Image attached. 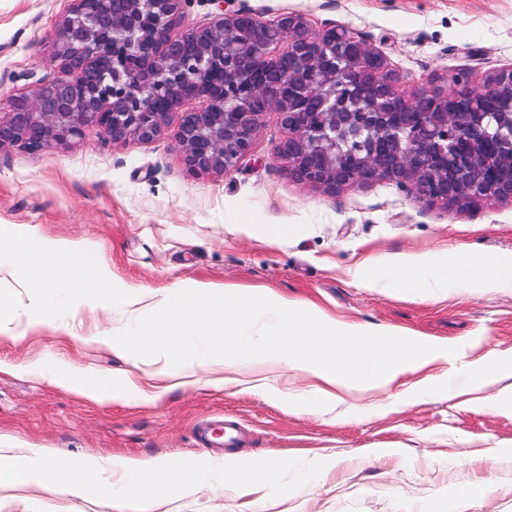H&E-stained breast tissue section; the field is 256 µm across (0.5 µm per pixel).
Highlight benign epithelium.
Instances as JSON below:
<instances>
[{
	"label": "benign epithelium",
	"instance_id": "1",
	"mask_svg": "<svg viewBox=\"0 0 512 512\" xmlns=\"http://www.w3.org/2000/svg\"><path fill=\"white\" fill-rule=\"evenodd\" d=\"M73 2L54 48L66 77L11 99L0 149L75 145L89 127L148 144L178 111L186 172L220 175L251 153L262 116L274 112L288 132L276 154L313 188L388 181L427 202L512 200L511 68L479 86L461 72L406 97L388 57L334 22L313 33L298 14L264 20L232 8L235 0H209L218 9L211 22L175 34L197 0H127L121 13L110 0ZM185 42L193 53L181 51ZM284 55L294 60L285 77ZM491 94L509 105L495 126L484 112L451 105ZM424 99L432 110L416 111ZM191 100L199 106L181 111ZM490 141L501 155L495 179L484 166Z\"/></svg>",
	"mask_w": 512,
	"mask_h": 512
}]
</instances>
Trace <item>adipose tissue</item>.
<instances>
[{
    "label": "adipose tissue",
    "instance_id": "adipose-tissue-1",
    "mask_svg": "<svg viewBox=\"0 0 512 512\" xmlns=\"http://www.w3.org/2000/svg\"><path fill=\"white\" fill-rule=\"evenodd\" d=\"M26 271V302L14 310L0 294V332L17 335L53 324L81 308L99 314L125 297L131 332L92 335V342L127 359L131 372L112 378L37 361L30 370L48 383L93 401L138 390V374L187 377L191 381L243 383L274 370L289 384L278 392L287 412H306L294 397L297 378L311 392L390 391L403 375L434 362L448 363V387L462 390L507 379L489 405L512 412V356L461 364L464 348L418 336L396 335L347 323L318 307L268 291L182 283L144 302L135 286L112 274L106 259L82 242L30 230H0V274ZM354 279L368 288H400L423 298L448 291L512 292V254L472 256L458 250L403 256L388 266L358 263Z\"/></svg>",
    "mask_w": 512,
    "mask_h": 512
}]
</instances>
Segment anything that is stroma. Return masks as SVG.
I'll list each match as a JSON object with an SVG mask.
<instances>
[{
  "mask_svg": "<svg viewBox=\"0 0 512 512\" xmlns=\"http://www.w3.org/2000/svg\"><path fill=\"white\" fill-rule=\"evenodd\" d=\"M272 20L303 15L367 39L412 95L462 69L473 83L512 65V0H237ZM72 0H0V113L12 96L60 76L53 45ZM178 115L150 144L115 142L89 130L83 144L38 152L0 151V225L92 244L144 296L180 282L269 288L316 304L347 322L391 333L466 343L467 357L512 356V293L451 292L423 300L357 287L364 260L468 250L512 253V200L479 207L427 203L387 182L325 193L288 174L275 147L286 132L267 113L253 152L221 175L188 176L178 149ZM293 231L269 242L266 228ZM123 302L103 318L79 310L67 324L0 337V437L15 448H46L75 459L137 457L189 461L202 455L200 422H233L244 436L235 456L320 461V475L271 497L227 486L181 494L156 512H512V413L487 405L499 383L423 401L413 389L445 383L447 364L409 374L392 394L340 395L328 410L288 414L261 382L162 390L142 377L144 395L93 402L26 373L44 359L110 375L126 367L83 336L125 326ZM478 484L481 496L466 498ZM0 512H113L95 497L0 488Z\"/></svg>",
  "mask_w": 512,
  "mask_h": 512,
  "instance_id": "1",
  "label": "stroma"
}]
</instances>
